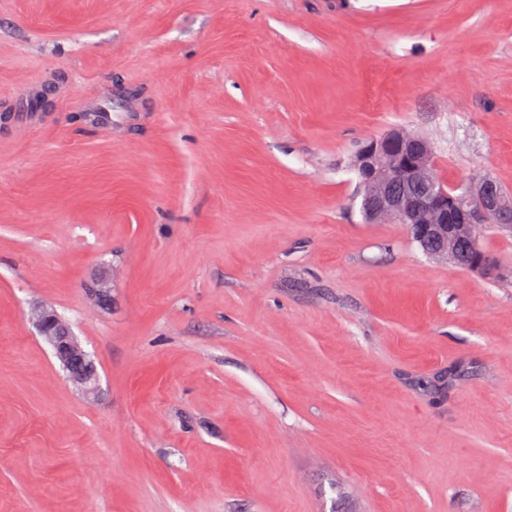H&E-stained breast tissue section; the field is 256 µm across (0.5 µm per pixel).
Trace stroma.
Listing matches in <instances>:
<instances>
[{
	"instance_id": "stroma-1",
	"label": "stroma",
	"mask_w": 512,
	"mask_h": 512,
	"mask_svg": "<svg viewBox=\"0 0 512 512\" xmlns=\"http://www.w3.org/2000/svg\"><path fill=\"white\" fill-rule=\"evenodd\" d=\"M1 88L0 512H512V234L460 270L352 170L512 192V0H0ZM35 325L70 380L87 392L94 391L97 381L95 366L68 325L50 311L38 314Z\"/></svg>"
}]
</instances>
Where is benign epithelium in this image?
I'll list each match as a JSON object with an SVG mask.
<instances>
[{
  "mask_svg": "<svg viewBox=\"0 0 512 512\" xmlns=\"http://www.w3.org/2000/svg\"><path fill=\"white\" fill-rule=\"evenodd\" d=\"M355 165L366 220L404 224L417 239L436 241L434 257L452 262L459 243L474 239L479 225L492 217L512 221V195L491 178L469 185L460 196L448 195L435 173L431 146L404 129L365 142ZM35 325L70 380L94 391L95 366L68 325L50 311L38 314Z\"/></svg>",
  "mask_w": 512,
  "mask_h": 512,
  "instance_id": "7a95c632",
  "label": "benign epithelium"
}]
</instances>
